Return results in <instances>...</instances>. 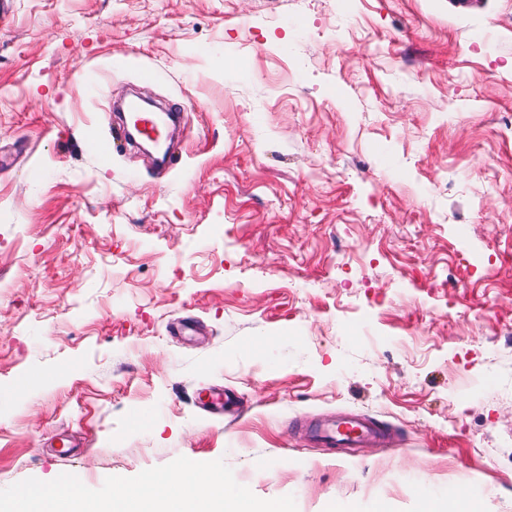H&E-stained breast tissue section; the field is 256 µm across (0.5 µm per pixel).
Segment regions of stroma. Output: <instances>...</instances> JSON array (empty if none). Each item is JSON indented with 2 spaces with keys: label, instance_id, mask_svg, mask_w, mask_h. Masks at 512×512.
I'll return each instance as SVG.
<instances>
[{
  "label": "stroma",
  "instance_id": "obj_1",
  "mask_svg": "<svg viewBox=\"0 0 512 512\" xmlns=\"http://www.w3.org/2000/svg\"><path fill=\"white\" fill-rule=\"evenodd\" d=\"M7 11L0 489L183 456L297 512H512V0ZM132 94L182 114L169 174L90 143ZM350 415L386 439L302 429ZM343 425L337 420L318 422L307 425L305 433L328 448H359L383 436L374 425L364 420L347 419ZM421 512H480V509L469 496L458 489L448 494V498L435 500L432 504H424Z\"/></svg>",
  "mask_w": 512,
  "mask_h": 512
}]
</instances>
